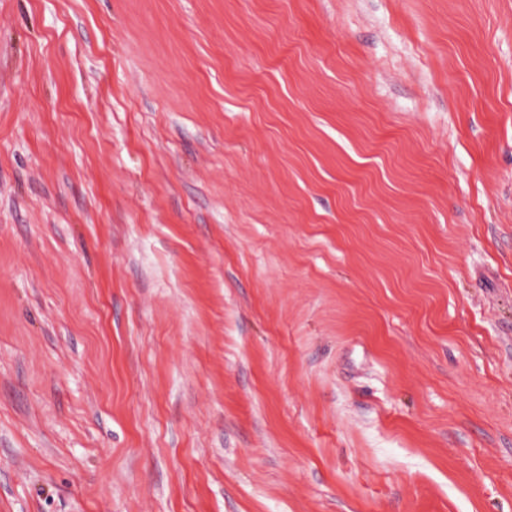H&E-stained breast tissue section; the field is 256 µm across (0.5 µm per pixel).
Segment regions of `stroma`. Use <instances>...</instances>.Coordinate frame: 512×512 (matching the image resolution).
Wrapping results in <instances>:
<instances>
[{
    "label": "stroma",
    "instance_id": "35a3bbf8",
    "mask_svg": "<svg viewBox=\"0 0 512 512\" xmlns=\"http://www.w3.org/2000/svg\"><path fill=\"white\" fill-rule=\"evenodd\" d=\"M0 512H512V0H0Z\"/></svg>",
    "mask_w": 512,
    "mask_h": 512
}]
</instances>
